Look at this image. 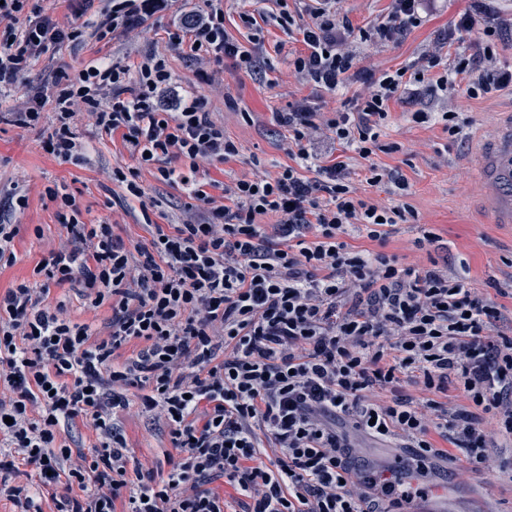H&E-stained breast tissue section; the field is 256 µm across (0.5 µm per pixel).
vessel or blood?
Instances as JSON below:
<instances>
[{"label": "vessel or blood", "instance_id": "b4317fda", "mask_svg": "<svg viewBox=\"0 0 512 512\" xmlns=\"http://www.w3.org/2000/svg\"><path fill=\"white\" fill-rule=\"evenodd\" d=\"M482 187L477 205L491 223L512 224V113L497 116L490 133L475 140L466 158Z\"/></svg>", "mask_w": 512, "mask_h": 512}]
</instances>
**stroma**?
I'll list each match as a JSON object with an SVG mask.
<instances>
[{
    "instance_id": "1",
    "label": "stroma",
    "mask_w": 512,
    "mask_h": 512,
    "mask_svg": "<svg viewBox=\"0 0 512 512\" xmlns=\"http://www.w3.org/2000/svg\"><path fill=\"white\" fill-rule=\"evenodd\" d=\"M209 8L223 10L224 27L236 41L245 44L254 36L261 39L260 71L241 68L238 61L228 58L211 66V83L200 84L197 72L201 64L188 45L170 44L167 31L172 27V19L166 16L149 20L143 28L107 43L92 37L65 43L61 49L40 57L28 82L42 85L61 65L75 73L101 57L130 63L139 61L146 52L159 53L184 87L200 88L208 111L223 123L226 135L239 148L236 160L201 165L198 177L206 183L209 194L221 195L225 182L251 175L257 167L276 173L289 158L284 140L272 124L274 110L303 100L319 112L348 109L366 85L354 80L344 90L333 93L291 75L290 62L304 52L305 46L297 26L280 24L276 0H177L175 12L184 15ZM473 8L472 0H439L431 18L396 42L358 45L359 68L378 74L396 70L436 45L450 53L472 47L474 35L452 42L448 33L456 19ZM248 16L256 19V27L245 24ZM228 95L234 98V106L225 104ZM454 97L460 111L461 131L453 138L442 122L414 123L410 105L391 103L380 140L400 143L403 149L393 154L378 153L375 161L399 170L407 178L409 201L417 211V219L398 225L386 243L363 235L355 243L408 261L415 259L424 266L433 258L447 262L449 270L465 273L472 287L512 311V295H501L494 289L495 284L512 283V225L489 223L465 203L462 184L468 175L459 166L467 143L491 129L495 113L512 110V93L472 99L461 83ZM20 103L15 93L0 98V222L20 227L15 241L17 261L0 269V290L22 279L41 283V276L34 273L35 266L48 258L50 251L65 238L56 207L46 196L49 186L66 187L76 197L82 222L113 225L115 234L128 245L149 239L145 220L166 225L183 217L189 199L178 182H164L152 172L142 171L139 183L144 194L133 200L127 198L121 185L113 182V168L135 165L120 137L82 123L78 133L89 146L88 162L75 165L60 161L42 149L45 129L53 117L52 107H45L39 127L24 130L13 123V113ZM12 195L26 196V207L9 206L7 199ZM426 231L439 237L438 246L416 249L415 240ZM129 400V406L118 415L129 454L137 463L152 468L155 480H164L171 469V459L177 456L169 432L164 424L143 412L137 392H130ZM437 468V474L430 477L428 492L415 496L412 502L418 512H431L437 502L446 512H512L511 471L476 474L461 481L454 476L453 462L440 461Z\"/></svg>"
}]
</instances>
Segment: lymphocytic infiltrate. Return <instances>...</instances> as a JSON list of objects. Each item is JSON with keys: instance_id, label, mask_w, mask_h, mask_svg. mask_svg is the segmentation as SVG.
<instances>
[{"instance_id": "f902f5d3", "label": "lymphocytic infiltrate", "mask_w": 512, "mask_h": 512, "mask_svg": "<svg viewBox=\"0 0 512 512\" xmlns=\"http://www.w3.org/2000/svg\"><path fill=\"white\" fill-rule=\"evenodd\" d=\"M62 26L40 0H0V95L26 82L47 51L94 34L103 41L172 12L175 0H108L97 21L92 0H74ZM305 52L291 62L304 83L335 90L357 77L366 96L350 112L319 120L310 106L274 111L287 134L289 165L277 176L236 178L223 198L208 194L177 160L226 163L239 148L184 89L165 59L149 53L136 66L102 58L78 74L57 69L26 93L18 127L36 126L53 104L44 150L84 160L77 116L120 135L137 165L112 179L141 197V170L179 181L198 204L195 221L152 225L149 240L127 246L112 225L80 222L74 195H47L67 239L35 272L42 287L20 281L0 291V495L17 512H42L29 486L66 483L54 512H224L212 480L241 497L242 512H403L407 486L382 470L358 471L351 434L409 449L428 473L448 457L464 461L465 480L505 468L497 448L512 439V336L505 315L465 277L439 265L352 245L385 242L415 221L409 183L377 165L380 128L394 101L415 104L414 123L429 122L423 93L440 96L449 136L460 132L453 103L458 78L478 99L512 91V71L498 65V29L463 13L456 33H477L475 52L445 61L437 52L375 75L356 66V43L386 44L422 25L430 0H391L385 20L353 27L341 0H299ZM169 39L204 59H238L254 68L263 46H244L215 8L182 18ZM365 176L356 181L355 160ZM387 183L398 202L381 204L369 188ZM79 284L87 309L110 307L107 336L73 322L51 286ZM140 350L124 355L132 343ZM417 394H410L408 386ZM139 389L145 412L164 422L179 460L165 481L130 472L126 439L114 421ZM457 400H448L449 390ZM98 443L76 450L60 438L77 418Z\"/></svg>"}]
</instances>
